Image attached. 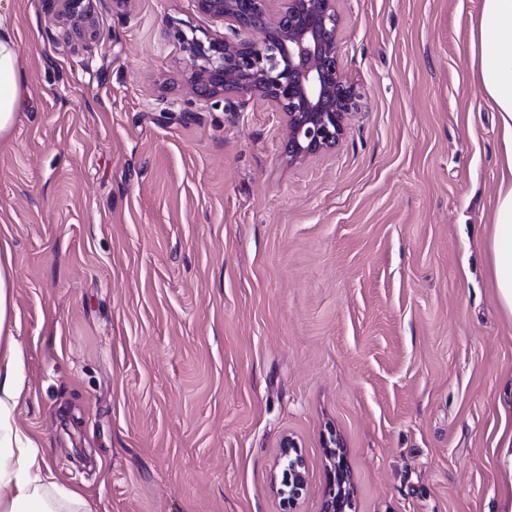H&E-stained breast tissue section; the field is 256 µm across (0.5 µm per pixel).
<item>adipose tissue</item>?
Here are the masks:
<instances>
[{"mask_svg": "<svg viewBox=\"0 0 512 512\" xmlns=\"http://www.w3.org/2000/svg\"><path fill=\"white\" fill-rule=\"evenodd\" d=\"M470 50L473 77L500 118L504 162L487 246L498 306L512 319V0H483ZM25 89L12 25L0 14V140L10 136L23 110ZM13 278L11 260H0V512H90L79 491L59 485L44 451L12 417L24 355L11 325Z\"/></svg>", "mask_w": 512, "mask_h": 512, "instance_id": "adipose-tissue-1", "label": "adipose tissue"}]
</instances>
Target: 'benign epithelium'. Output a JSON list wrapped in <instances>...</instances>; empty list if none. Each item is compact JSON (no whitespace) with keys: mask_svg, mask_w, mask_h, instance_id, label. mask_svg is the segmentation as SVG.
Instances as JSON below:
<instances>
[{"mask_svg":"<svg viewBox=\"0 0 512 512\" xmlns=\"http://www.w3.org/2000/svg\"><path fill=\"white\" fill-rule=\"evenodd\" d=\"M71 28L93 36L85 0H61ZM199 9L224 32L201 39L192 27L170 22L168 34L189 54L193 94L207 99L226 89L257 98L288 122L287 154L294 162L336 147L345 119L361 93L347 79L337 37L336 0H281L272 14L268 0H197ZM333 477L323 512H346L352 495L347 462L336 434L327 441ZM281 469L274 478L283 512H295L305 490L302 456L294 438L282 440Z\"/></svg>","mask_w":512,"mask_h":512,"instance_id":"1","label":"benign epithelium"}]
</instances>
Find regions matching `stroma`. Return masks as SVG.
<instances>
[{
  "mask_svg": "<svg viewBox=\"0 0 512 512\" xmlns=\"http://www.w3.org/2000/svg\"><path fill=\"white\" fill-rule=\"evenodd\" d=\"M483 0H338L362 94L289 162L283 113L196 101L169 21L197 0H0L27 106L0 145V247L25 356L15 422L92 512H280L293 437L323 512H495L512 320L489 237L504 147L471 76ZM241 103L237 112L226 102ZM63 2L62 14L65 15L68 24L72 29L88 34L89 39L93 35V20L84 5L85 0H50ZM327 447L333 467V477L326 488L323 512H345L346 508L352 505V495L346 486L348 474L344 448L335 434L330 435Z\"/></svg>",
  "mask_w": 512,
  "mask_h": 512,
  "instance_id": "35a3bbf8",
  "label": "stroma"
}]
</instances>
